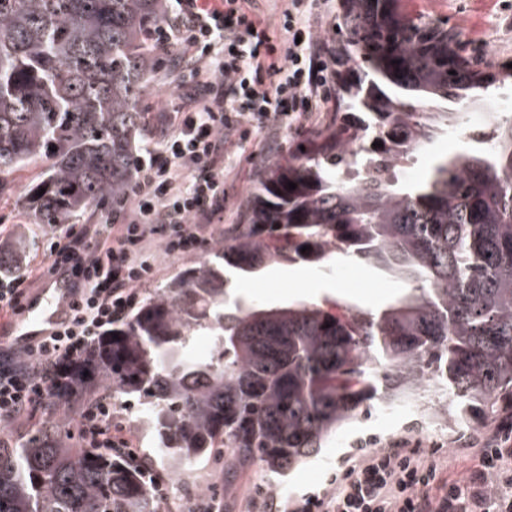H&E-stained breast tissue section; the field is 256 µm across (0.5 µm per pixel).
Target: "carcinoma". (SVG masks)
Segmentation results:
<instances>
[{"label": "carcinoma", "mask_w": 512, "mask_h": 512, "mask_svg": "<svg viewBox=\"0 0 512 512\" xmlns=\"http://www.w3.org/2000/svg\"><path fill=\"white\" fill-rule=\"evenodd\" d=\"M167 18L168 0H0V187L47 164L22 199L35 224L129 191ZM335 26V111L266 168L223 242L97 339L45 422L0 439V512H155L133 467L79 445L71 414L109 391L139 399L173 472L222 454L227 481L255 463L286 474L358 411L429 380L458 419L512 407V119L486 150L433 155L420 184L394 174L512 68L474 62L459 33L399 0H342ZM24 247L0 248V272L22 269ZM336 254L416 285L379 312L229 300L232 270L327 268ZM195 336L213 338L211 357L192 355Z\"/></svg>", "instance_id": "1"}]
</instances>
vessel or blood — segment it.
Wrapping results in <instances>:
<instances>
[{"instance_id":"1","label":"vessel or blood","mask_w":512,"mask_h":512,"mask_svg":"<svg viewBox=\"0 0 512 512\" xmlns=\"http://www.w3.org/2000/svg\"><path fill=\"white\" fill-rule=\"evenodd\" d=\"M77 295L71 283L62 276L55 277L51 288L27 307V316L10 338L12 347L19 352L45 343L67 322L69 304Z\"/></svg>"}]
</instances>
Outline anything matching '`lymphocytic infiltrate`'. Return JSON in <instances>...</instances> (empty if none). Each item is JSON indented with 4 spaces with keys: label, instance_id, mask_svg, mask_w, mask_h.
Here are the masks:
<instances>
[{
    "label": "lymphocytic infiltrate",
    "instance_id": "lymphocytic-infiltrate-1",
    "mask_svg": "<svg viewBox=\"0 0 512 512\" xmlns=\"http://www.w3.org/2000/svg\"><path fill=\"white\" fill-rule=\"evenodd\" d=\"M163 31L177 56L168 75L178 103L157 113V139L137 161L129 195L102 223L68 225L44 259L23 275H0V304L20 307L29 284L63 274L82 293L70 321L34 350L0 346V422L32 416L65 389L74 369L157 275L153 245L170 257L196 253L210 241L229 203L231 150L251 133L302 126L334 105L331 40L334 0H282L267 26L256 0H175ZM86 443L123 449L112 427V399L85 407L78 420ZM465 483L445 478L437 450L401 438L370 441L327 468L316 491L268 497L257 491L253 512H512V445L487 438Z\"/></svg>",
    "mask_w": 512,
    "mask_h": 512
}]
</instances>
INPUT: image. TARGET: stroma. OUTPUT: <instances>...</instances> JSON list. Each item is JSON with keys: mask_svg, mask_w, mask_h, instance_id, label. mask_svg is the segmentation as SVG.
Returning a JSON list of instances; mask_svg holds the SVG:
<instances>
[{"mask_svg": "<svg viewBox=\"0 0 512 512\" xmlns=\"http://www.w3.org/2000/svg\"><path fill=\"white\" fill-rule=\"evenodd\" d=\"M406 12L425 14L448 23L461 32L467 48L490 59L512 60V0H499L493 10H485L479 0H406ZM299 138L294 130H281L275 137L253 135L246 143L240 164L231 170L226 186L230 204L224 214V227L216 231L215 241H222L223 230L237 223L247 191L260 174L277 162L286 161L288 150ZM36 161L16 171L8 189L0 193V226L7 230L28 229L36 242L28 246V265L39 264L44 257L45 238L22 208L20 197L26 187L36 183L43 171ZM335 273L313 266L297 264L270 266L241 279L237 292L246 302L264 307H280L306 300L322 304L373 310L383 308L406 293V281L376 268L352 260L337 259ZM139 408L131 397L112 398V414L125 425L141 457L166 479L167 498L158 512H170L171 506H188L202 499L218 498L220 512H246L250 496L256 490L280 496L288 492H305L319 487L325 479V465L337 456L350 453L357 442L374 438L380 441L410 437L421 440L423 447H441L448 474L463 479L469 467L465 450L487 432L486 427L458 423L452 416L444 392L427 382L410 399L387 408L358 415L325 441L320 454L279 475L254 466L240 473L232 482L224 480V462L220 459L194 462L182 467L179 477H172L167 465L151 448V437L132 420Z\"/></svg>", "mask_w": 512, "mask_h": 512, "instance_id": "35a3bbf8", "label": "stroma"}]
</instances>
